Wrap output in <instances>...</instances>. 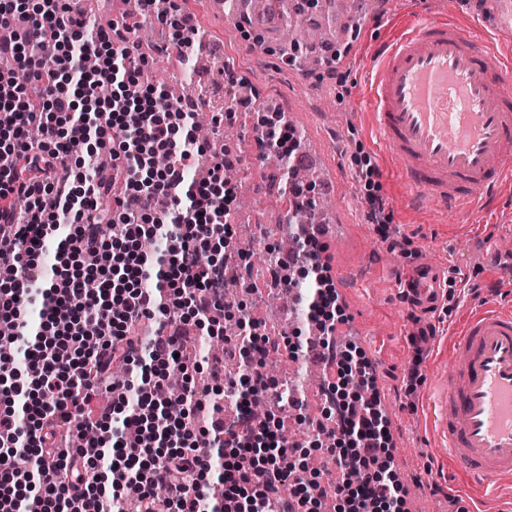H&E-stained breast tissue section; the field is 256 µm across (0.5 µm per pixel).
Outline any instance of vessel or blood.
Returning a JSON list of instances; mask_svg holds the SVG:
<instances>
[{
    "mask_svg": "<svg viewBox=\"0 0 512 512\" xmlns=\"http://www.w3.org/2000/svg\"><path fill=\"white\" fill-rule=\"evenodd\" d=\"M368 94L381 144L396 159L415 206L472 208L512 178V58L479 47L453 19H416L380 53ZM442 274L423 264L407 288L427 316ZM433 375V421L470 481L512 480V310L469 315Z\"/></svg>",
    "mask_w": 512,
    "mask_h": 512,
    "instance_id": "1",
    "label": "vessel or blood"
}]
</instances>
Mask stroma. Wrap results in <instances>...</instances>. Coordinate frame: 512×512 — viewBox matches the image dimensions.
I'll use <instances>...</instances> for the list:
<instances>
[{
  "instance_id": "stroma-1",
  "label": "stroma",
  "mask_w": 512,
  "mask_h": 512,
  "mask_svg": "<svg viewBox=\"0 0 512 512\" xmlns=\"http://www.w3.org/2000/svg\"><path fill=\"white\" fill-rule=\"evenodd\" d=\"M190 13L210 44L224 49V57L246 80L253 107L237 115V137L231 146L254 162L240 186L250 200L246 210L232 209L230 219L247 245L249 255L264 258L281 248L285 236L277 217L292 207L282 191V170L274 159L256 160L252 130L276 103L302 130L311 153L319 154L321 178L312 190L313 201H330L329 221L334 229L324 238V255L334 260L342 275L339 299L348 317L335 336H353L373 362L376 386L389 421L395 469L406 490L407 512H512V485L476 490L465 473L437 445L430 422L427 387L441 365L443 351L469 314L492 301L512 306V179L502 183L486 204L462 211H446L437 204L412 206L395 164L378 142L367 91L381 48L397 37L415 17L452 16L465 30L501 55H512V25H495L481 0H336L357 15L358 34H347L349 52L336 67L349 75L346 84L334 77L315 79L283 61L274 40L261 41L260 21L236 26L211 10L208 0H178ZM380 176V193L392 214L399 245L388 250L375 225L365 215L367 185L359 176L365 165ZM443 273L441 301L428 321H418L403 292L407 276L422 263ZM240 300L260 330L292 333L305 327L284 301L275 300L265 286H257ZM418 368L410 379V368ZM303 413L283 412L289 442L309 450L311 467L322 468L328 454L313 449L306 421L316 417L333 422L334 411L318 387L302 391Z\"/></svg>"
}]
</instances>
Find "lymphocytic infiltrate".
Instances as JSON below:
<instances>
[{"mask_svg":"<svg viewBox=\"0 0 512 512\" xmlns=\"http://www.w3.org/2000/svg\"><path fill=\"white\" fill-rule=\"evenodd\" d=\"M139 2L181 48L196 44L199 33L177 5ZM12 17L26 26L0 38V85L9 89L0 98V243L13 256L0 280V348L22 353L25 372L0 365V512H116L122 501L156 512L160 488L169 512H322L328 499L344 500L346 512H405L371 363L360 348L339 352L328 339L345 315L312 230L273 263L280 287L298 291L323 335L240 330L226 353L245 371L224 391L239 429L226 427L221 405L199 399L192 376L177 400L159 399L171 369L184 366L186 323L212 330L232 310L214 288L219 262L200 260L235 239L223 221L224 162L187 179L188 160L206 151L193 115L142 83L146 59L119 27L92 22L78 0H0V22ZM48 41L57 51L50 71L39 61ZM160 154L168 158L161 168ZM107 192L114 198L105 211L98 199ZM158 234L159 263L141 248ZM53 238L47 270L41 256ZM298 262L312 266L314 282L301 287L287 276ZM33 303L41 306L35 323ZM142 322L150 341L133 334ZM92 323L93 346L85 336ZM314 344L337 369L329 393L356 389L336 428L345 446L328 449L341 479L327 484L306 479L273 420L277 410H302L303 399L263 371L267 350L302 354ZM116 363L124 378L113 377ZM108 392L116 396L110 411L90 421L86 404ZM22 453L34 456V472L16 467Z\"/></svg>","mask_w":512,"mask_h":512,"instance_id":"lymphocytic-infiltrate-1","label":"lymphocytic infiltrate"}]
</instances>
